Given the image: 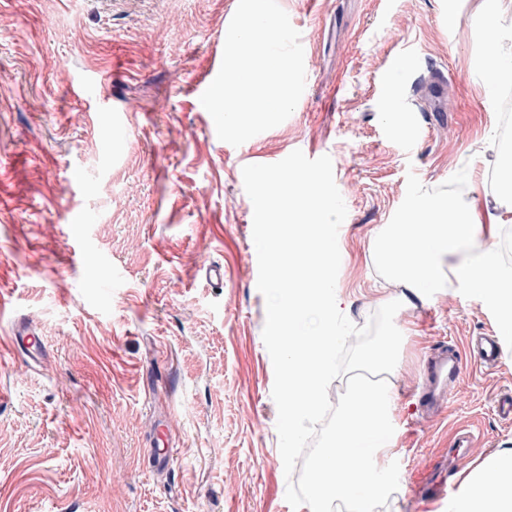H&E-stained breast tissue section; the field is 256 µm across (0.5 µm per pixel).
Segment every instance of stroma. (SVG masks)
I'll return each instance as SVG.
<instances>
[{"instance_id": "obj_1", "label": "stroma", "mask_w": 512, "mask_h": 512, "mask_svg": "<svg viewBox=\"0 0 512 512\" xmlns=\"http://www.w3.org/2000/svg\"><path fill=\"white\" fill-rule=\"evenodd\" d=\"M278 2L301 34L305 91L235 147L200 97L237 0H0V337L26 318L46 352L34 367L0 351V512H309L285 499L244 166L331 157L347 207L336 299L358 326L403 291L372 242L416 198L512 208L490 184L508 86L483 65L486 0ZM431 68L448 83L438 112L413 92ZM394 97L415 144L386 116ZM394 322L401 430L378 462L398 461L399 486L375 512H441L413 482L447 458L455 423L483 456L512 448L494 410L512 342L501 367L465 361L428 422L411 397L426 352L498 330L499 314L455 283ZM162 440L173 460L159 475L148 448Z\"/></svg>"}]
</instances>
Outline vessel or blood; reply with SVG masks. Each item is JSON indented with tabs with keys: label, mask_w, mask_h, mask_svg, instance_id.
I'll list each match as a JSON object with an SVG mask.
<instances>
[{
	"label": "vessel or blood",
	"mask_w": 512,
	"mask_h": 512,
	"mask_svg": "<svg viewBox=\"0 0 512 512\" xmlns=\"http://www.w3.org/2000/svg\"><path fill=\"white\" fill-rule=\"evenodd\" d=\"M11 349L25 350L34 363H42L44 346L32 322L15 321L10 336ZM471 356L484 368L498 367L502 362V340L499 336H470L465 345L445 343L433 349L427 358L423 374L425 381L418 393L417 408L428 416H436L443 401L453 399L461 381L462 360ZM481 444L464 428L454 430L448 437V453H465L472 458L479 454Z\"/></svg>",
	"instance_id": "b4317fda"
}]
</instances>
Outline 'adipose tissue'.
I'll return each mask as SVG.
<instances>
[{
	"label": "adipose tissue",
	"mask_w": 512,
	"mask_h": 512,
	"mask_svg": "<svg viewBox=\"0 0 512 512\" xmlns=\"http://www.w3.org/2000/svg\"><path fill=\"white\" fill-rule=\"evenodd\" d=\"M416 213H433L434 224H385L373 241V258L404 288L397 305L408 306L442 287L446 277L465 285L494 307L503 336L512 340V278L503 275L493 250L483 248L485 226L504 223L503 214L460 211L445 199H416ZM448 512H512V451H502L461 474L460 493Z\"/></svg>",
	"instance_id": "obj_1"
}]
</instances>
